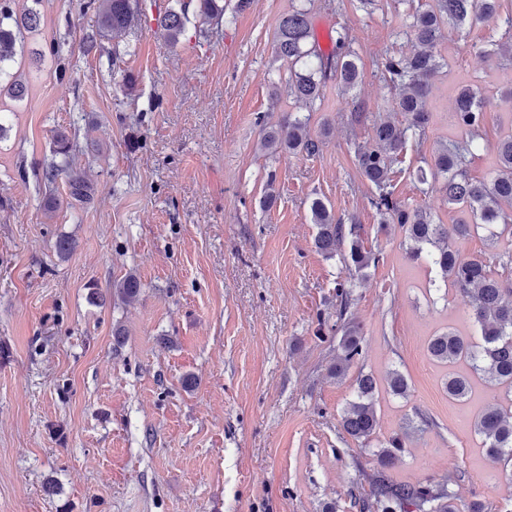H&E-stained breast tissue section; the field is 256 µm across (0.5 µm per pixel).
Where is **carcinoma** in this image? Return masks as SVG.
Returning <instances> with one entry per match:
<instances>
[{
	"mask_svg": "<svg viewBox=\"0 0 512 512\" xmlns=\"http://www.w3.org/2000/svg\"><path fill=\"white\" fill-rule=\"evenodd\" d=\"M499 0H428L408 15L409 21L400 34L416 43L419 49L408 54H385L381 73L388 89L393 93V111L401 113L405 122L373 121L371 113L356 105L354 119L358 123H372L371 143H353L354 155L361 176L370 184V202L379 212L378 232L390 224L399 225L404 232V243L409 260H426L439 270L441 283L435 290L451 285L469 297L472 319L477 335L462 336L446 331L432 336L427 344L429 356L445 365L466 364L471 374L448 375L445 389L448 397L462 401L472 389V376L498 385L505 394L512 393V279L505 276L512 256H498L502 271H497L491 258L461 256L457 243L479 232L487 240L496 242L504 236L512 238V131L493 145L497 157L496 172L487 180H474L468 175V165L481 137L485 121L486 101L470 85L457 89L454 111L449 121L465 140L443 143L424 160L428 169H419L418 179L431 191L443 193L448 206L467 215L456 224H436L431 214L413 209L394 197L392 167L399 156L407 151L412 140L422 142L433 113L428 92L432 81L443 68L436 48L444 38L443 31L459 30L492 16ZM87 7L94 9L98 34L114 37L129 29L142 11L139 0H89ZM189 4L174 0L161 19L166 41L176 46L185 35L189 22ZM195 15L206 21H219L224 17L220 0H196ZM41 14L36 7L14 15L7 6H0V96L19 99L25 86L10 71L9 64L16 61L27 35L38 31ZM332 47L325 52L313 39L309 10L302 5L291 6L279 21L274 35L276 59L288 63L285 88L288 95L305 102L313 110L324 95L326 81L336 80L344 91L355 89L361 82V71L352 49L349 29L341 25L330 36ZM54 153L66 157L72 142L64 130L53 131ZM262 147L272 155L282 151L315 156L320 152L322 140L308 130V118L288 115L277 128L265 131ZM65 177L69 197L78 202L90 199L89 184L81 174L69 170L62 163H54L45 171L49 182ZM312 223L317 227L315 247L327 258L337 257L348 269L349 275L363 278L366 270L380 261L381 252H373L363 245L361 227L344 224L320 198L310 206ZM355 283H336V297L340 298L337 320L341 333L336 356L329 368L335 378L344 377L362 356L359 326L348 317L353 301ZM115 292L132 301L142 293V284L133 274L115 284ZM389 391L398 397H407L409 384L397 369L387 374ZM376 380L370 373L359 372L355 380V397L344 408L340 425L356 441L368 442L376 431L374 408ZM473 428L483 440L487 456L512 471V412L502 405L488 406L479 414ZM408 432L388 439L376 451L378 467L369 476L370 492L353 501L358 512H459L455 494L447 483L400 484L388 475L389 468L405 451Z\"/></svg>",
	"mask_w": 512,
	"mask_h": 512,
	"instance_id": "cac0c4a2",
	"label": "carcinoma"
}]
</instances>
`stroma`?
I'll return each instance as SVG.
<instances>
[{
  "label": "stroma",
  "mask_w": 512,
  "mask_h": 512,
  "mask_svg": "<svg viewBox=\"0 0 512 512\" xmlns=\"http://www.w3.org/2000/svg\"><path fill=\"white\" fill-rule=\"evenodd\" d=\"M145 2L120 41L98 37L88 51L97 17L86 0H42L41 26L12 65L25 94L0 99V512H355L374 449L405 429L394 481H445L460 512L475 501L498 512L512 477L486 458L473 420L504 394L477 378L469 399L450 400L449 369L427 352L435 334L474 333L469 300L430 291L439 273L408 259L398 226L378 233L350 148L371 138L351 121L354 103L403 119L379 62L412 51L400 32L422 0H381L370 15L352 0H312L321 46L347 26L362 72L351 92L329 84L313 112L271 96L288 75L273 41L290 0L240 12L224 0L229 23L191 19L174 47L158 26L168 0ZM511 15L512 0H500L493 18L437 47L446 65L431 87L428 139L408 145L395 195L439 223L458 214L442 193H422L416 172L436 144L462 138L448 123L457 86L487 101L471 178L494 169L492 147L512 130V66L482 56L506 42ZM289 112L324 134L318 155L262 149L264 129ZM59 128L74 141L71 168L95 190L90 203L44 182ZM269 186L277 202L265 210ZM50 196L58 206L48 211ZM316 197L382 253L350 308L363 356L339 380L328 374L336 335L317 328L335 318L348 272L315 247ZM62 237L73 243L64 257ZM130 274L143 285L132 304L113 292ZM393 369L407 398L387 390ZM361 370L378 380L366 448L339 425Z\"/></svg>",
  "instance_id": "1"
}]
</instances>
